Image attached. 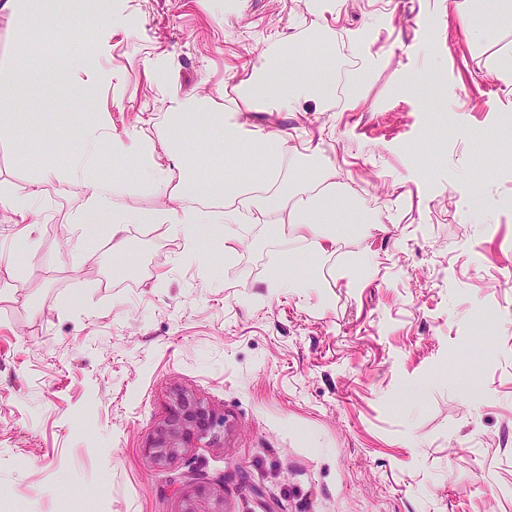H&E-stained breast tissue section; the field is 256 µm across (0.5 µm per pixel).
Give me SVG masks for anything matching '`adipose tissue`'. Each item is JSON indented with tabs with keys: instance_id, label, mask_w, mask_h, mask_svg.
Returning a JSON list of instances; mask_svg holds the SVG:
<instances>
[{
	"instance_id": "adipose-tissue-1",
	"label": "adipose tissue",
	"mask_w": 512,
	"mask_h": 512,
	"mask_svg": "<svg viewBox=\"0 0 512 512\" xmlns=\"http://www.w3.org/2000/svg\"><path fill=\"white\" fill-rule=\"evenodd\" d=\"M331 33V28L325 26L315 41L301 45L273 42L262 64L235 86L233 111L279 112L304 103L314 104L316 111H327L335 95L334 84L323 83L313 74L292 72L286 61L301 48L307 55L317 54L323 39ZM211 135V128L188 130L151 114L142 119L138 136L124 137L113 131L104 108H96L81 129L83 150L64 172L67 181L84 189L80 204L67 217L68 223L111 225L113 260L127 267L137 264L125 245V233L131 224H167L179 232L194 224L215 222L223 225L224 242L229 245L237 241L236 227L243 209L249 208L261 213L289 254H296L298 244L304 242L317 256L325 243L336 239L337 214H346L354 224L367 223L362 204L354 196L337 192L335 172L317 147L308 142L291 144L289 137L278 130L249 135L231 120L224 123V155L257 172V190L247 191L238 179L228 175L223 182L210 185L209 190L230 200L245 197L244 208L233 207L216 214L176 208V201L190 187L189 182L174 179L178 157L188 141L206 140ZM104 144L116 155L137 154L141 185L167 195L168 205L150 211L115 207L113 198L125 194L127 188L120 179L95 174L94 162Z\"/></svg>"
}]
</instances>
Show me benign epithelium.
I'll list each match as a JSON object with an SVG mask.
<instances>
[{
    "label": "benign epithelium",
    "instance_id": "benign-epithelium-1",
    "mask_svg": "<svg viewBox=\"0 0 512 512\" xmlns=\"http://www.w3.org/2000/svg\"><path fill=\"white\" fill-rule=\"evenodd\" d=\"M224 432V416L187 387L170 392L169 414L152 430L144 451L150 461L165 468L188 449L210 444ZM180 512H224V491L192 478L179 488Z\"/></svg>",
    "mask_w": 512,
    "mask_h": 512
}]
</instances>
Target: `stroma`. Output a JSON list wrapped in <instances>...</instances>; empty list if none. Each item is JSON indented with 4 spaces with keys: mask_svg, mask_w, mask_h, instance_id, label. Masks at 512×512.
<instances>
[{
    "mask_svg": "<svg viewBox=\"0 0 512 512\" xmlns=\"http://www.w3.org/2000/svg\"><path fill=\"white\" fill-rule=\"evenodd\" d=\"M314 21L366 80L329 111L245 121L321 143L376 223L337 224L314 260L304 243L285 253L259 215L229 253L220 224L188 239L132 224L127 268L109 225L66 223L82 188L44 184L37 216L0 221V252L24 272L0 274V512L91 499L179 512L183 476L223 490L225 512H512V85L487 67L512 52V24L484 18L495 36L475 47L448 0H125L118 19L101 6L57 28L45 66L33 28L0 20V60L34 90L0 125V188L62 170L103 102L120 134L167 94L217 103L178 122H224L270 42ZM113 23L103 66L120 77L81 89L61 61ZM223 157L219 138L188 144L182 164L203 182L181 206L225 208L207 189ZM97 172L128 184L116 207L163 203L133 159L102 149ZM306 277L320 284L309 297L275 286ZM178 386L223 414L224 433L160 469L144 444Z\"/></svg>",
    "mask_w": 512,
    "mask_h": 512,
    "instance_id": "1",
    "label": "stroma"
}]
</instances>
